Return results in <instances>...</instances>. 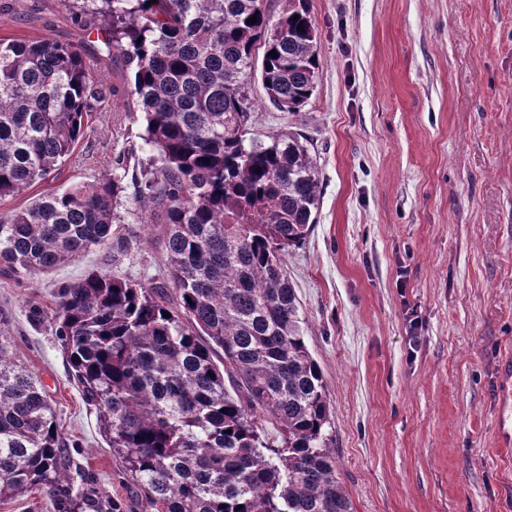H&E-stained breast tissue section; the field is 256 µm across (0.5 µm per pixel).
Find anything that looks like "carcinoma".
Instances as JSON below:
<instances>
[{"mask_svg":"<svg viewBox=\"0 0 512 512\" xmlns=\"http://www.w3.org/2000/svg\"><path fill=\"white\" fill-rule=\"evenodd\" d=\"M62 2L79 29L123 51L152 156L131 176L118 157L112 179L72 183L0 219V271L20 283L122 246L115 209L133 189L142 223L161 225L167 278L92 270L55 289L52 315L33 304L29 317L52 321L141 508L354 512L284 269L317 223V166L300 135L250 132L245 94L261 49L269 101L292 113L309 101V0H287L275 21L258 0ZM110 97L79 45L0 39V201L46 179ZM259 415L276 424L277 444ZM69 447L47 390L0 332V500L34 492L55 512H120L91 476L72 482Z\"/></svg>","mask_w":512,"mask_h":512,"instance_id":"obj_1","label":"carcinoma"}]
</instances>
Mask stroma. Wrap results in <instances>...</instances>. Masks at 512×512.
Listing matches in <instances>:
<instances>
[{
  "instance_id": "stroma-1",
  "label": "stroma",
  "mask_w": 512,
  "mask_h": 512,
  "mask_svg": "<svg viewBox=\"0 0 512 512\" xmlns=\"http://www.w3.org/2000/svg\"><path fill=\"white\" fill-rule=\"evenodd\" d=\"M319 68L302 111L272 105L253 62L257 135L298 133L317 165V222L286 271L332 412L336 469L356 512H512V445L498 437L499 372L512 361V0H310ZM80 45L116 94L74 154L15 198L146 160L130 72L104 35L59 0H0V37ZM123 250L95 249L21 287L0 274L17 361L49 392L71 442L123 512L131 499L94 407L70 381L31 304L91 269L142 281L164 272L161 230L117 209Z\"/></svg>"
}]
</instances>
